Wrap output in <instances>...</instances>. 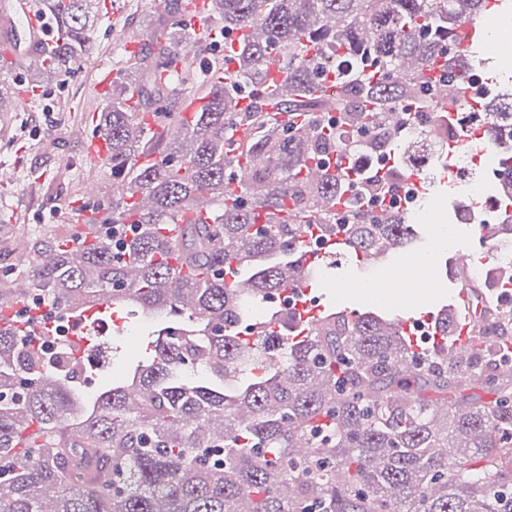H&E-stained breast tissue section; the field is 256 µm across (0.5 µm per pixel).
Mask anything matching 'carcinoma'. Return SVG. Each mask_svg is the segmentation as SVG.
<instances>
[{
	"label": "carcinoma",
	"mask_w": 512,
	"mask_h": 512,
	"mask_svg": "<svg viewBox=\"0 0 512 512\" xmlns=\"http://www.w3.org/2000/svg\"><path fill=\"white\" fill-rule=\"evenodd\" d=\"M489 0H211L199 43L224 35V63L178 52L163 22L143 70L118 56L99 115L104 165L122 185L93 211V240L65 237L25 273L22 297L64 307L135 306L167 326L128 382L74 405L75 376H46L23 333L0 328V512H512V365L494 345L481 392L413 345L396 319L308 326L284 310L251 333L249 313L296 285L311 230H339L325 259L372 266L417 239L413 216H374L350 196L397 190L427 174L466 131L454 183L488 158L500 205H512V101L465 97L481 65L462 25ZM49 45L0 47V83L19 66L50 77L92 54L100 0H41ZM283 80L268 81L270 66ZM187 98L204 101L187 118ZM393 157L383 182L361 159ZM323 167L319 179L311 165ZM240 191L228 183L240 167ZM147 194L149 211L135 198ZM512 240V218L487 229Z\"/></svg>",
	"instance_id": "carcinoma-1"
}]
</instances>
